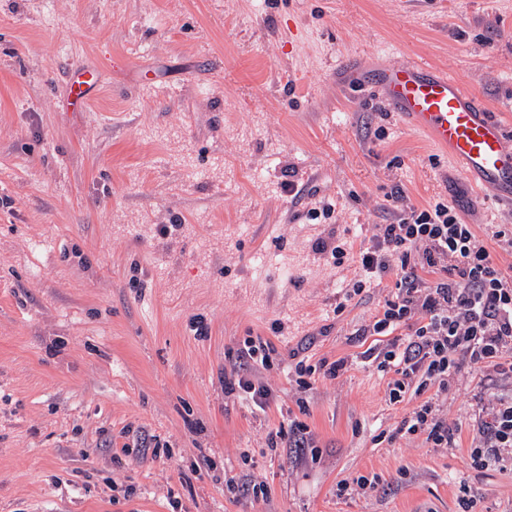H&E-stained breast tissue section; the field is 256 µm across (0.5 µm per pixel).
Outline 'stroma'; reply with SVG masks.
Instances as JSON below:
<instances>
[{
  "label": "stroma",
  "mask_w": 512,
  "mask_h": 512,
  "mask_svg": "<svg viewBox=\"0 0 512 512\" xmlns=\"http://www.w3.org/2000/svg\"><path fill=\"white\" fill-rule=\"evenodd\" d=\"M409 61L512 130V0H0V512H512V464L470 459L512 380L435 395L455 447L399 435L420 398L389 403L360 333L397 276L344 298L409 207L512 225L363 91ZM78 65L102 73L79 109ZM249 336L277 350L262 411L224 384ZM299 357L348 365L305 390Z\"/></svg>",
  "instance_id": "stroma-1"
}]
</instances>
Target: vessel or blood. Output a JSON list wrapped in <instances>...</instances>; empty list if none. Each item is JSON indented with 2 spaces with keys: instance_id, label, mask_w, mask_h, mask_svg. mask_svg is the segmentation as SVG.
Returning a JSON list of instances; mask_svg holds the SVG:
<instances>
[{
  "instance_id": "1",
  "label": "vessel or blood",
  "mask_w": 512,
  "mask_h": 512,
  "mask_svg": "<svg viewBox=\"0 0 512 512\" xmlns=\"http://www.w3.org/2000/svg\"><path fill=\"white\" fill-rule=\"evenodd\" d=\"M371 86L473 185H491L512 198V132L477 93L447 70L417 62L380 66Z\"/></svg>"
}]
</instances>
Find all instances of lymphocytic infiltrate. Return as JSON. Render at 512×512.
Instances as JSON below:
<instances>
[{
  "instance_id": "lymphocytic-infiltrate-1",
  "label": "lymphocytic infiltrate",
  "mask_w": 512,
  "mask_h": 512,
  "mask_svg": "<svg viewBox=\"0 0 512 512\" xmlns=\"http://www.w3.org/2000/svg\"><path fill=\"white\" fill-rule=\"evenodd\" d=\"M363 280L351 288L358 295L398 270L396 290L388 295L367 336H385V351L367 349L380 372L390 374L388 401L398 404L407 393L422 402L405 417L403 435H423L434 445L452 447L455 432L436 414L424 395L448 389L462 364L512 378V273L493 259L474 225L438 201L411 208L395 224H383L359 249ZM409 326L407 338L397 337ZM274 349L262 338L244 339L233 385L254 408L266 409L271 391L254 382L250 366H270ZM482 446L471 449L473 467L486 469L512 457V397L492 401L482 427Z\"/></svg>"
}]
</instances>
